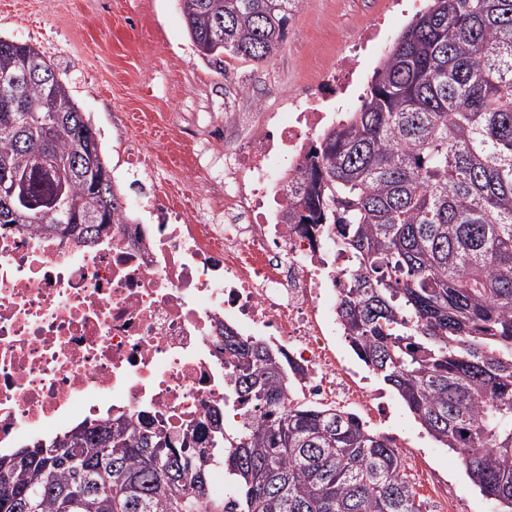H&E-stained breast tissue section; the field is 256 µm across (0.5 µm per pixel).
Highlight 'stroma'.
<instances>
[{
    "label": "stroma",
    "mask_w": 512,
    "mask_h": 512,
    "mask_svg": "<svg viewBox=\"0 0 512 512\" xmlns=\"http://www.w3.org/2000/svg\"><path fill=\"white\" fill-rule=\"evenodd\" d=\"M389 2L299 0L271 62L228 58L220 70L196 51L180 0H5L0 38L33 45L54 63L128 201L136 190L122 162V137L155 154L158 183L182 179L178 157L188 143L208 180L223 184L224 137L237 133L225 127V113L287 111L342 42L385 13ZM370 384L391 406L383 432L425 455V468L407 470L424 512L440 508L426 483L430 474L442 477L458 512H498L495 501L470 485L461 456L440 447L389 386L376 378Z\"/></svg>",
    "instance_id": "35a3bbf8"
}]
</instances>
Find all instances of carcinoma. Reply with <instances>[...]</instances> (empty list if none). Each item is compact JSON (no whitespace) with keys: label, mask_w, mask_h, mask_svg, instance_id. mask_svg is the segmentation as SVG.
I'll return each instance as SVG.
<instances>
[{"label":"carcinoma","mask_w":512,"mask_h":512,"mask_svg":"<svg viewBox=\"0 0 512 512\" xmlns=\"http://www.w3.org/2000/svg\"><path fill=\"white\" fill-rule=\"evenodd\" d=\"M181 2L191 40L222 69L226 57L273 59L299 0ZM36 69L50 79L0 103V172L27 151L69 180L61 194L31 177L33 197L58 211L17 206L9 223L83 243L133 223L67 84L34 46L0 38V78ZM289 194L282 223L338 227L352 259L338 316L361 360L512 512V0H428L360 107L313 141ZM224 356L234 433L217 417L189 440L144 420L80 423L0 453V512H423L394 437L292 404L268 345L226 330ZM211 467L230 496L209 493Z\"/></svg>","instance_id":"cac0c4a2"}]
</instances>
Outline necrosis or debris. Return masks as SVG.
<instances>
[{"instance_id": "4bbe7bcc", "label": "necrosis or debris", "mask_w": 512, "mask_h": 512, "mask_svg": "<svg viewBox=\"0 0 512 512\" xmlns=\"http://www.w3.org/2000/svg\"><path fill=\"white\" fill-rule=\"evenodd\" d=\"M388 31L384 20L363 29L288 116L266 113L225 143L206 214L144 195L157 223L112 225L92 245L0 227V452L77 420L139 414L176 438L209 424L232 372L228 329L278 352L291 402L388 420L354 346L338 348L349 258L314 225L281 221L286 185L314 138L339 126Z\"/></svg>"}]
</instances>
